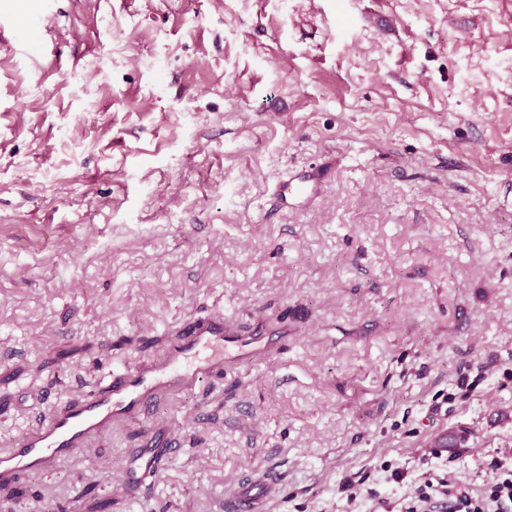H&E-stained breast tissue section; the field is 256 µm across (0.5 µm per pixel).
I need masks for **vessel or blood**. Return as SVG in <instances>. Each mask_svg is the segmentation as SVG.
Masks as SVG:
<instances>
[{"label":"vessel or blood","instance_id":"obj_1","mask_svg":"<svg viewBox=\"0 0 512 512\" xmlns=\"http://www.w3.org/2000/svg\"><path fill=\"white\" fill-rule=\"evenodd\" d=\"M250 339H228L222 316L190 324L175 337L166 357L146 367L127 368L92 385L64 411L41 417L34 432L19 436L0 451V479L32 472L49 473L73 456L76 449L112 424L147 414L161 398L179 393L224 369V350L250 346ZM163 451L149 448L131 459L123 492L142 497L144 481L158 468ZM275 484L272 473H253L240 479L224 497V512H265Z\"/></svg>","mask_w":512,"mask_h":512}]
</instances>
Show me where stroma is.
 Here are the masks:
<instances>
[{"mask_svg": "<svg viewBox=\"0 0 512 512\" xmlns=\"http://www.w3.org/2000/svg\"><path fill=\"white\" fill-rule=\"evenodd\" d=\"M41 8L0 0V451L194 321L260 342L0 505L223 512L254 471L267 512L481 497L512 461V0ZM176 448H147L140 453L139 458H132L126 468L122 483L123 492L131 498H140L144 495V481L158 468L163 458Z\"/></svg>", "mask_w": 512, "mask_h": 512, "instance_id": "obj_1", "label": "stroma"}]
</instances>
